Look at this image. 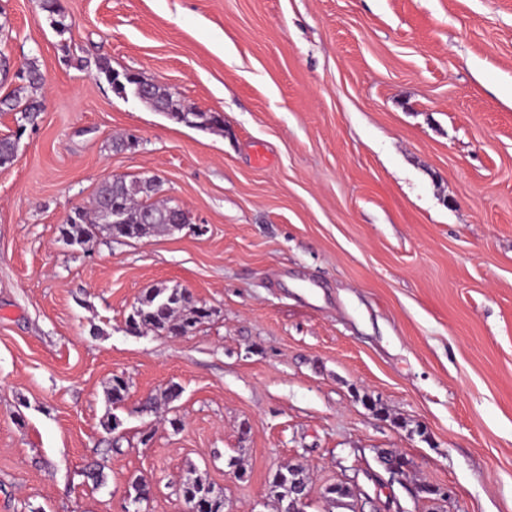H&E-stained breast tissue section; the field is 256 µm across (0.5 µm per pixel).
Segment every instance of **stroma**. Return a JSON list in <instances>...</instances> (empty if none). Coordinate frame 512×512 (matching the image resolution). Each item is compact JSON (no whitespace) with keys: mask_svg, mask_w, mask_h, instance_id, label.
Returning a JSON list of instances; mask_svg holds the SVG:
<instances>
[{"mask_svg":"<svg viewBox=\"0 0 512 512\" xmlns=\"http://www.w3.org/2000/svg\"><path fill=\"white\" fill-rule=\"evenodd\" d=\"M60 3L62 35L41 0H0V98L27 62L45 76L38 117L0 112V512H123L137 476L141 512H183L193 468L230 512H275L288 463L305 512H512V0ZM102 61L223 129L117 94ZM115 175L160 178L191 226L66 245ZM161 287L212 317L127 331ZM383 451L403 481H375ZM304 482L308 486V476L302 466L287 465L276 470L269 482L270 497L273 499L276 512H283L287 503L284 512H304L309 497L306 486L301 485L300 496L288 502L295 495L298 483Z\"/></svg>","mask_w":512,"mask_h":512,"instance_id":"stroma-1","label":"stroma"}]
</instances>
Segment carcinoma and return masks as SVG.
<instances>
[{
	"mask_svg": "<svg viewBox=\"0 0 512 512\" xmlns=\"http://www.w3.org/2000/svg\"><path fill=\"white\" fill-rule=\"evenodd\" d=\"M42 9L57 16L54 26L58 31L65 30V13L58 0H42ZM99 72L117 93L122 94L131 88L128 72H117L106 61L99 64ZM18 79L24 84L0 98V109L20 112L22 117L28 118L42 111L43 100L37 93L44 85V77L32 61L21 69ZM141 88V101L176 123L201 130L224 126L223 116L183 105L165 86L144 80ZM15 153L16 140L9 136L0 138V168L12 164ZM160 192L161 183L154 179L129 181L125 176L111 177L101 184L90 208L77 207L72 211L62 228V236L69 244L85 248L96 242L104 231L115 239L141 240L158 230L169 229L172 224L186 221L185 210L156 198ZM211 315V309L194 303L185 289L155 288L140 299L127 321L139 334L153 332L172 336L180 330L189 332L195 329ZM126 393V380L121 376L113 377L107 390L110 403L121 404ZM304 482H308V476L299 465H287L276 470L269 482L276 512H283L288 500L295 495L297 485ZM131 489L133 501L143 503L151 499V486L144 478H134ZM179 495L194 499L198 512H224V490L215 487L205 475L196 473L183 481Z\"/></svg>",
	"mask_w": 512,
	"mask_h": 512,
	"instance_id": "carcinoma-1",
	"label": "carcinoma"
}]
</instances>
